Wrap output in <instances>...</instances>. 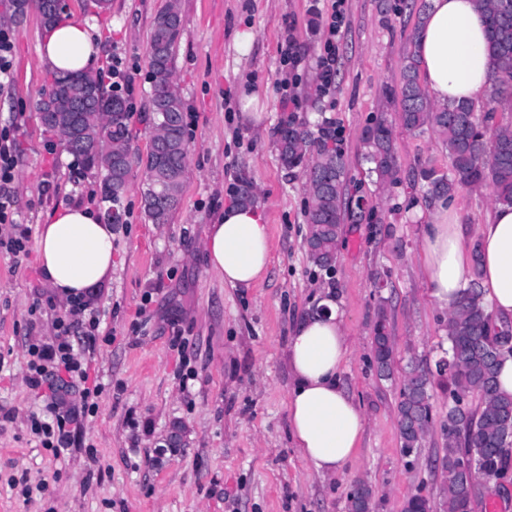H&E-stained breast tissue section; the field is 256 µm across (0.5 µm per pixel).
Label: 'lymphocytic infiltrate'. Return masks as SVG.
Segmentation results:
<instances>
[{
    "instance_id": "obj_1",
    "label": "lymphocytic infiltrate",
    "mask_w": 512,
    "mask_h": 512,
    "mask_svg": "<svg viewBox=\"0 0 512 512\" xmlns=\"http://www.w3.org/2000/svg\"><path fill=\"white\" fill-rule=\"evenodd\" d=\"M345 0H335L317 61L318 94L327 95L336 86L339 62V37L344 20ZM19 165V148L15 131L0 130V225L6 232L0 236V248L12 256L28 253L31 230L23 224L15 208L13 184ZM93 293L69 297L63 315L53 324L49 341L33 342L28 353L27 381L31 390L47 402L51 421L32 419L31 430L41 436L43 445L62 451L70 448L74 432L92 412L97 388L87 387V369L83 356L72 341L75 329H82L85 346H92L100 326V317L92 313Z\"/></svg>"
}]
</instances>
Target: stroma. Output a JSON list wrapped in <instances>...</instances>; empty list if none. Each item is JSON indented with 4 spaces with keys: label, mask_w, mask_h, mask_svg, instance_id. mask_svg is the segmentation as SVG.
<instances>
[{
    "label": "stroma",
    "mask_w": 512,
    "mask_h": 512,
    "mask_svg": "<svg viewBox=\"0 0 512 512\" xmlns=\"http://www.w3.org/2000/svg\"><path fill=\"white\" fill-rule=\"evenodd\" d=\"M168 0H67V18L88 23L99 47L95 70L113 61L135 77L131 146L146 155L149 120L147 52L155 17ZM333 0H180L183 30L175 82L185 105L190 151L179 207L168 223L145 215L143 168H135L119 204L112 238V276L96 290L101 319L89 355L101 388L97 409L63 453L43 447L30 430L41 402L25 383L27 351L51 334L66 299L45 282L37 240L14 260L0 252V512H348L356 483L374 491L373 512H401L412 494L441 504L435 461L448 440V397L436 394L434 418L417 452L403 456L395 408L401 379L382 380L372 353V327L385 310L395 359L434 364L448 315L431 301L420 270L424 221L436 204L421 168L450 170L442 139L397 127L400 169L380 183L366 161L363 127L377 116L396 123L386 91L398 87L403 55L428 0H346L336 87L316 91V60ZM11 85L0 92V129L19 130L16 208L40 231L59 200L101 191L102 177L45 133L35 108L54 75L42 68L44 30L35 11L13 23ZM252 36L247 52L238 33ZM293 40L298 68L280 47ZM296 99L293 114L311 131L331 125L348 172L350 203L364 201L370 222L346 224L332 274L304 246L308 193L300 172L280 161L275 131L285 113L282 81ZM262 113L261 122L249 112ZM249 179L271 238L261 283L234 288L211 270L205 229L232 204L229 186ZM455 199L468 232L485 223L491 187L463 189ZM343 314L350 355L341 384L365 420L356 455L323 478L300 459L288 424L291 377L285 358L291 330L324 295ZM188 340L195 372L182 378L174 334Z\"/></svg>",
    "instance_id": "stroma-1"
}]
</instances>
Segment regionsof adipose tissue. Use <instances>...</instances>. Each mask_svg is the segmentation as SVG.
Returning a JSON list of instances; mask_svg holds the SVG:
<instances>
[{
    "label": "adipose tissue",
    "mask_w": 512,
    "mask_h": 512,
    "mask_svg": "<svg viewBox=\"0 0 512 512\" xmlns=\"http://www.w3.org/2000/svg\"><path fill=\"white\" fill-rule=\"evenodd\" d=\"M487 24L476 0H430L417 31L420 80L431 101L444 105L478 101L491 71ZM53 73L87 70L97 48L88 25L63 20L39 48ZM456 203L440 208L426 226L421 268L436 306L451 312L479 269L484 302L496 322L512 320V205H496L475 236H466ZM112 227L90 209L70 205L53 211L38 241L45 281L62 295L97 288L112 273ZM211 268L233 287L261 282L271 246L262 212L231 204L206 230ZM293 329L288 342V421L300 457L319 475L339 473L357 452L364 418L339 382L349 349L334 302Z\"/></svg>",
    "instance_id": "ef3b65f1"
}]
</instances>
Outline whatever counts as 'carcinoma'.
Segmentation results:
<instances>
[{
    "instance_id": "obj_1",
    "label": "carcinoma",
    "mask_w": 512,
    "mask_h": 512,
    "mask_svg": "<svg viewBox=\"0 0 512 512\" xmlns=\"http://www.w3.org/2000/svg\"><path fill=\"white\" fill-rule=\"evenodd\" d=\"M487 11L488 54L491 75L479 119L468 103L437 106L419 81V63L412 52L403 57L401 81L388 90L398 105L400 125L408 131L431 129L445 143L450 173L433 168L419 172L426 195L451 196L460 189L492 188L494 203L512 205V124L494 123L495 103L512 90V0H478ZM182 32L178 0H169L155 18L149 49L150 110L153 134L143 180L145 215L154 224H165L178 207L187 169L189 145L183 122L184 102L174 80L175 54ZM37 111L46 132L59 138L65 149L89 169L103 175V193L114 203L129 189L140 159L132 151L127 98L106 89L100 74L85 71L54 77L52 91L38 100ZM366 159L383 182H397L394 126L382 116L363 128ZM330 131L317 134L290 118L281 123L276 142L284 168L305 178L310 196L305 244L312 262L329 271L336 259L341 225L361 220L345 199L347 171L343 154ZM492 313L482 300L479 282L463 293L456 312L448 315L446 328L452 360L447 375L436 377L421 362L409 359L401 369L403 388L396 406V420L404 454L420 447L426 423L432 417L434 389L452 400L468 394L478 402L463 412L448 406V443L439 458L443 505L448 512H474V483L479 478L499 479L512 469V395L499 390L500 359L512 354V345H491L488 323ZM372 350L379 377L395 376L394 340L384 308L373 326ZM372 489L351 490L349 512H372ZM402 512H433L431 501L416 495Z\"/></svg>"
}]
</instances>
